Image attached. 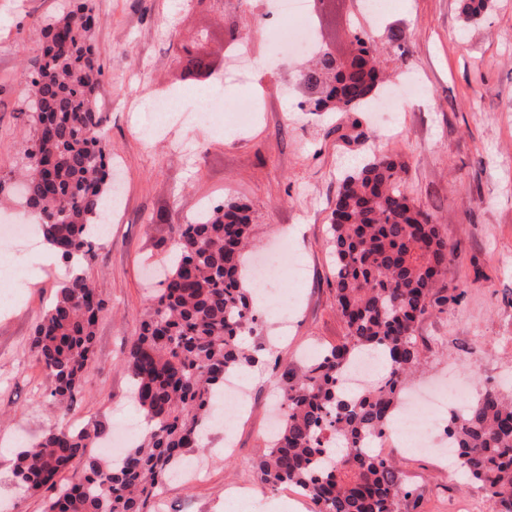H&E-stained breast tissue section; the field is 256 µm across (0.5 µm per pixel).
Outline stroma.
Returning a JSON list of instances; mask_svg holds the SVG:
<instances>
[{
	"label": "stroma",
	"instance_id": "stroma-1",
	"mask_svg": "<svg viewBox=\"0 0 512 512\" xmlns=\"http://www.w3.org/2000/svg\"><path fill=\"white\" fill-rule=\"evenodd\" d=\"M67 0H0V172L26 163L30 128L18 110L27 92L23 61L42 44L41 23ZM278 0H95L93 47L104 75L96 100L106 116L118 162L120 204L106 239L79 267L106 310L96 325L85 368L84 397L70 412L75 426L123 425L140 418L123 367L128 346L153 303L173 247L175 229L200 205L225 201L252 212L253 250L285 237L304 267L301 279L280 288L294 303V321L281 329L276 306L260 310L249 346L272 348L278 363L241 373L250 388L246 421L236 447L221 454L223 435L204 452L203 481L166 483L174 512H234L224 497L230 483L258 485L254 464L266 450V413L281 399L279 367L297 365L302 352L343 341L336 312L327 227L340 179L367 149L407 164L404 187L438 224L453 251L438 286L448 303L433 308L415 331L423 367L416 384L445 381L458 387L448 406L462 409L478 392H512V0L464 26L459 0H397L391 13L371 19L365 0H336L333 12L310 4L316 44L346 58L354 34L378 45L401 36L384 66L412 80L416 97L379 125L368 112L316 115L300 107L297 85L305 56L277 51ZM205 36L214 71L202 87L183 81L185 46ZM249 49L258 66L249 87L227 81V65ZM179 90L183 111L198 90L219 91L226 103L254 92L263 110L247 127L213 118L206 127L147 111L145 96ZM5 254L35 268V278L14 277L0 301V500L8 512H43L44 498L19 489L12 470L22 442L57 422L45 402L52 382L30 349V337L59 285L63 262H40L23 242ZM411 495L402 512H446L449 502L479 496L465 474L448 476V461L394 449Z\"/></svg>",
	"mask_w": 512,
	"mask_h": 512
}]
</instances>
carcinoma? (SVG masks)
Masks as SVG:
<instances>
[{
    "mask_svg": "<svg viewBox=\"0 0 512 512\" xmlns=\"http://www.w3.org/2000/svg\"><path fill=\"white\" fill-rule=\"evenodd\" d=\"M490 0H460L465 22L478 21ZM94 0H79L42 22L39 53L19 112L33 130L20 181L43 239L61 259L94 256L95 224L112 199V142L95 102L103 65L94 52ZM350 59L316 57L300 76L301 108L363 112L384 73L372 45L354 36ZM183 79L212 70L205 53L187 52ZM405 161L375 151L342 179L331 212L336 311L344 340L309 366L287 367L278 383L285 414L255 469L265 486L304 492L315 512H401L411 496L393 459L369 454L367 441L390 423L410 376L421 365L418 321L448 298L437 288L451 252L448 240L404 189ZM250 208L226 202L177 227L174 260L156 302L124 358L134 397L148 422L144 437L115 462L90 452L105 426H53L23 449L14 482L48 493L45 512H148L169 471L201 449V428L224 380L256 361L242 337L257 321L245 287ZM105 304L76 273L57 289L31 339L50 396L63 414L84 393L95 327ZM377 351L385 371L356 394L340 376L356 356ZM452 456L471 482L512 512V395L488 391L448 418Z\"/></svg>",
    "mask_w": 512,
    "mask_h": 512,
    "instance_id": "cac0c4a2",
    "label": "carcinoma"
}]
</instances>
